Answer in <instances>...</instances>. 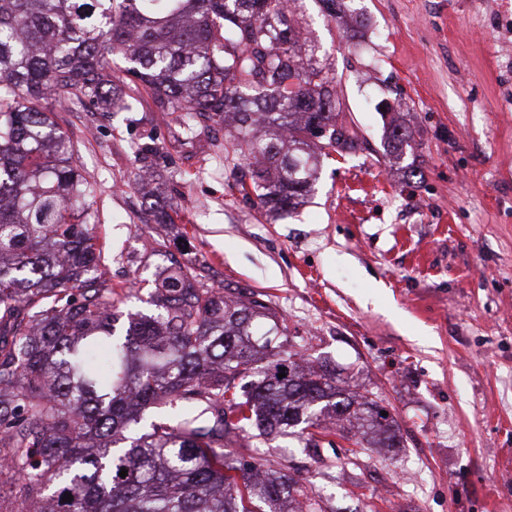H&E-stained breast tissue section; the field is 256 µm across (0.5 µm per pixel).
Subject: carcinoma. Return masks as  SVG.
I'll use <instances>...</instances> for the list:
<instances>
[{
  "label": "carcinoma",
  "mask_w": 512,
  "mask_h": 512,
  "mask_svg": "<svg viewBox=\"0 0 512 512\" xmlns=\"http://www.w3.org/2000/svg\"><path fill=\"white\" fill-rule=\"evenodd\" d=\"M293 14L288 0H0V512L15 493L21 512H323L287 471L245 457L244 433L318 457L330 417L357 446L400 444L377 401L259 342L261 321L278 329L266 303L225 295L159 240L154 310L119 324L93 189L55 119L56 103L133 111L118 56L155 111L224 125L244 198L290 212L354 139ZM389 139L398 159L412 147L398 125ZM148 210L156 224L177 213Z\"/></svg>",
  "instance_id": "cac0c4a2"
}]
</instances>
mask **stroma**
Masks as SVG:
<instances>
[{"mask_svg": "<svg viewBox=\"0 0 512 512\" xmlns=\"http://www.w3.org/2000/svg\"><path fill=\"white\" fill-rule=\"evenodd\" d=\"M299 0L298 27L336 78L355 153L323 159L292 214L234 187L224 128L179 127L139 90L136 111L56 108L94 187L97 236L126 310L149 311L144 246L254 294L293 349L385 407L397 448H366L332 477L294 440L246 439L327 512H512V27L498 0ZM412 133L401 161L391 124ZM96 127L88 137V127ZM157 150L140 177L137 145ZM179 204L152 223L147 202Z\"/></svg>", "mask_w": 512, "mask_h": 512, "instance_id": "stroma-1", "label": "stroma"}]
</instances>
